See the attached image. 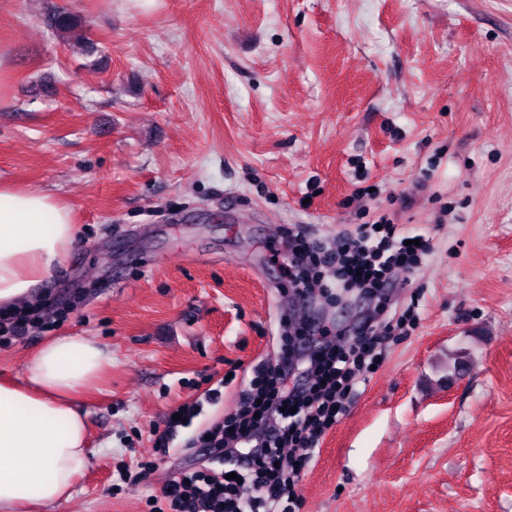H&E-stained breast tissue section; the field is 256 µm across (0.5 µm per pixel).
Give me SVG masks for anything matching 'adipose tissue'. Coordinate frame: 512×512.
<instances>
[{"label":"adipose tissue","mask_w":512,"mask_h":512,"mask_svg":"<svg viewBox=\"0 0 512 512\" xmlns=\"http://www.w3.org/2000/svg\"><path fill=\"white\" fill-rule=\"evenodd\" d=\"M75 239L68 205L49 193L0 183V307H11L48 279ZM112 364L111 352L84 336H56L0 382V512H33L72 497L89 464L87 429L76 398Z\"/></svg>","instance_id":"1"}]
</instances>
